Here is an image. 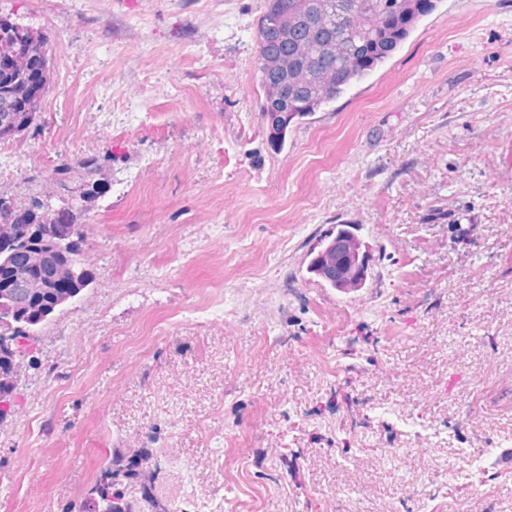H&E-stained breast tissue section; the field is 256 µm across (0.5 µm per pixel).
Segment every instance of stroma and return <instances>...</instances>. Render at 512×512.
<instances>
[{
  "mask_svg": "<svg viewBox=\"0 0 512 512\" xmlns=\"http://www.w3.org/2000/svg\"><path fill=\"white\" fill-rule=\"evenodd\" d=\"M264 0H0L48 43L0 193L98 157L95 282L0 423V512H68L145 448L169 512H512V0H435L269 137ZM350 224L344 294L307 272Z\"/></svg>",
  "mask_w": 512,
  "mask_h": 512,
  "instance_id": "obj_1",
  "label": "stroma"
}]
</instances>
